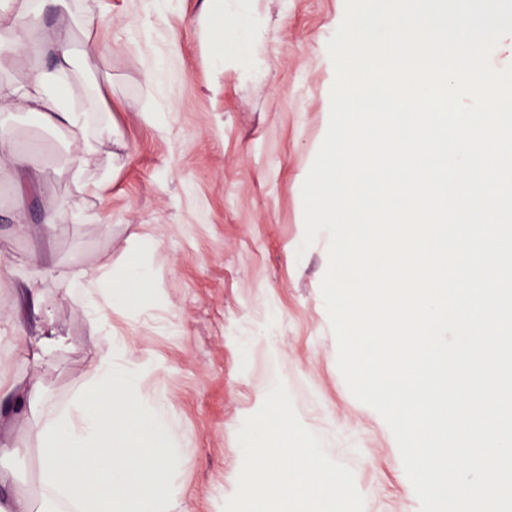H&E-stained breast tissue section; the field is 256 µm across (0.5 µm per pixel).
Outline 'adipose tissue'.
<instances>
[{"label": "adipose tissue", "mask_w": 512, "mask_h": 512, "mask_svg": "<svg viewBox=\"0 0 512 512\" xmlns=\"http://www.w3.org/2000/svg\"><path fill=\"white\" fill-rule=\"evenodd\" d=\"M258 0H203V17L227 13L245 17L228 38L210 37L208 55L223 65L224 43L243 56L253 54L252 29L259 21ZM99 23L91 6L73 13L72 0H0V46L9 55L47 59L21 83L0 80V164L28 172L29 153L10 132L15 110L35 116L50 130L81 137V158L72 162L74 177L86 193L102 198L108 182L84 177L83 160L112 141V127L90 128L91 105L71 102L68 88L83 64L96 58L98 43L90 33ZM87 288L85 312L110 329L108 308L139 306L154 293L150 270L132 267L115 280L97 270L83 271ZM88 384L69 408L38 416L34 431L40 442L38 485L41 495L75 512H163L175 495L173 471L176 418L161 398H148L138 369L129 359L125 340L110 337L87 371Z\"/></svg>", "instance_id": "ef3b65f1"}]
</instances>
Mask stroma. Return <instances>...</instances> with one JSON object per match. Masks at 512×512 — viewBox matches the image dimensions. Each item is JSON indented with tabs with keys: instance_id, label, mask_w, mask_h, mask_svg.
Listing matches in <instances>:
<instances>
[{
	"instance_id": "1",
	"label": "stroma",
	"mask_w": 512,
	"mask_h": 512,
	"mask_svg": "<svg viewBox=\"0 0 512 512\" xmlns=\"http://www.w3.org/2000/svg\"><path fill=\"white\" fill-rule=\"evenodd\" d=\"M102 14L100 54L86 77L112 118V146L86 158L85 174L108 178L103 199L84 194L67 166L80 144L17 113L16 139L32 172L0 167V365L12 385L39 382L44 408L68 405L98 349L84 313L81 271L115 276L145 264L158 288L146 312L115 307L112 331L126 337L147 393H162L177 420L175 499L165 512H223L239 473L237 431L259 395L283 380L304 426L329 455L351 467L364 512H418L393 434L350 393L333 358V332L321 294L324 241L305 254L302 185L322 135L334 66L327 43L344 0H261L258 55L205 62L199 0H170L149 38L132 42L133 0H88ZM168 63L151 82L148 61ZM78 205L87 221L41 222L48 198ZM39 270V303L23 279ZM62 336L54 358L35 362L43 313ZM21 316L26 336L8 324ZM274 336L275 352L261 337ZM33 419L0 400V494L34 492L39 442Z\"/></svg>"
}]
</instances>
